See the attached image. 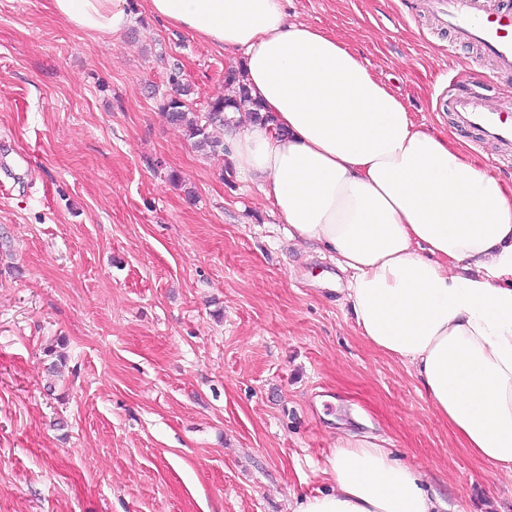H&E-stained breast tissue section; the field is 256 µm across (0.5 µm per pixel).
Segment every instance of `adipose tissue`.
<instances>
[{"label": "adipose tissue", "mask_w": 512, "mask_h": 512, "mask_svg": "<svg viewBox=\"0 0 512 512\" xmlns=\"http://www.w3.org/2000/svg\"><path fill=\"white\" fill-rule=\"evenodd\" d=\"M148 13L241 54L269 122L226 136L238 175L289 239L331 251L361 336L411 367L464 447L512 474V184L417 123L338 35L285 0H145ZM112 36L128 0H53ZM330 490L294 512H438L418 474L369 440L325 459Z\"/></svg>", "instance_id": "obj_1"}]
</instances>
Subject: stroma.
Returning a JSON list of instances; mask_svg holds the SVG:
<instances>
[{
	"instance_id": "35a3bbf8",
	"label": "stroma",
	"mask_w": 512,
	"mask_h": 512,
	"mask_svg": "<svg viewBox=\"0 0 512 512\" xmlns=\"http://www.w3.org/2000/svg\"><path fill=\"white\" fill-rule=\"evenodd\" d=\"M344 35L417 121L512 184L442 104L502 105L475 49L424 0H288ZM136 0L100 36L53 0H0V512H292L329 486L340 438H374L441 512H512L412 368L359 335L330 252L288 238L228 156L160 110L181 68L192 111L239 64Z\"/></svg>"
}]
</instances>
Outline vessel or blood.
I'll use <instances>...</instances> for the list:
<instances>
[{"label":"vessel or blood","mask_w":512,"mask_h":512,"mask_svg":"<svg viewBox=\"0 0 512 512\" xmlns=\"http://www.w3.org/2000/svg\"><path fill=\"white\" fill-rule=\"evenodd\" d=\"M431 11L456 42L481 47L493 59L497 72L512 75V0H497L492 7L485 0H431ZM447 107L460 129L512 147V108L491 106L466 90L451 95Z\"/></svg>","instance_id":"obj_1"}]
</instances>
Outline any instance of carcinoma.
<instances>
[{"mask_svg": "<svg viewBox=\"0 0 512 512\" xmlns=\"http://www.w3.org/2000/svg\"><path fill=\"white\" fill-rule=\"evenodd\" d=\"M224 82L230 94L210 101L204 114L190 111V89L183 82L180 68L176 67L168 77L170 93L162 100L161 110L167 121L182 129L185 140L199 151L210 154L224 153V138L215 131L224 129L230 118L227 112H249L254 120L269 121L261 114L262 105L250 94L240 68L230 66L224 73Z\"/></svg>", "mask_w": 512, "mask_h": 512, "instance_id": "1", "label": "carcinoma"}]
</instances>
